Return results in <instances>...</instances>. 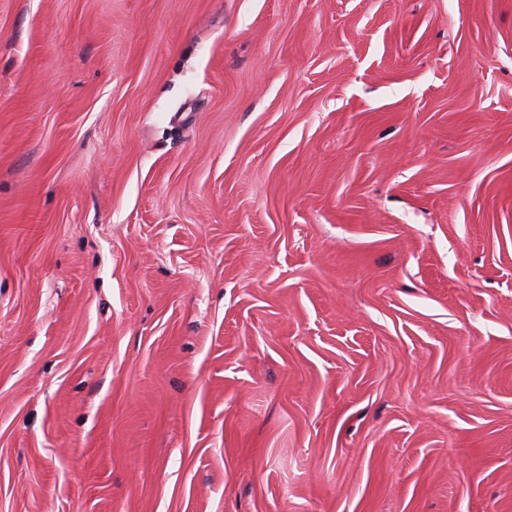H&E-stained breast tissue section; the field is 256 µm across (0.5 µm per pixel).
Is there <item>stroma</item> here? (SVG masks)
Masks as SVG:
<instances>
[{"label":"stroma","mask_w":512,"mask_h":512,"mask_svg":"<svg viewBox=\"0 0 512 512\" xmlns=\"http://www.w3.org/2000/svg\"><path fill=\"white\" fill-rule=\"evenodd\" d=\"M0 512H512V0H0Z\"/></svg>","instance_id":"stroma-1"}]
</instances>
